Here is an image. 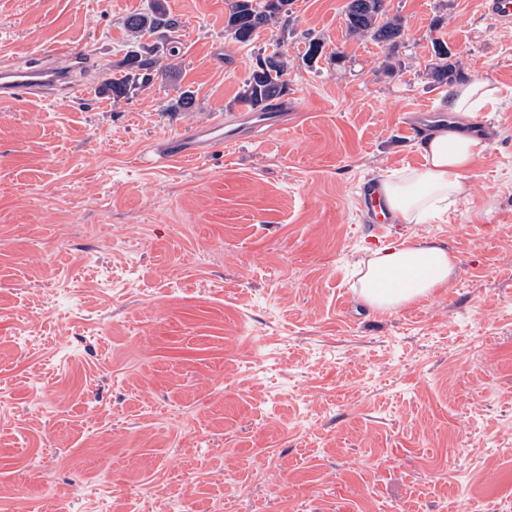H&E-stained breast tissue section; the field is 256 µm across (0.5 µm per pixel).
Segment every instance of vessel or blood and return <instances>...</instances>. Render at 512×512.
Wrapping results in <instances>:
<instances>
[{"label":"vessel or blood","mask_w":512,"mask_h":512,"mask_svg":"<svg viewBox=\"0 0 512 512\" xmlns=\"http://www.w3.org/2000/svg\"><path fill=\"white\" fill-rule=\"evenodd\" d=\"M40 62L23 67L15 60L0 61V104H14L33 99L42 91L57 87L70 88L72 73L81 58L76 49L69 46H53L40 51ZM287 121L275 116L259 115L249 128H226L223 114L193 130L165 137L161 145L151 146V158L155 161H183L205 158L217 144H236L243 141L269 139L280 133ZM365 210L371 212L375 222L372 232L375 238L387 241L394 237L390 224L391 215L386 210L378 182L365 180L360 188Z\"/></svg>","instance_id":"vessel-or-blood-1"}]
</instances>
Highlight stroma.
Masks as SVG:
<instances>
[{
	"instance_id": "stroma-1",
	"label": "stroma",
	"mask_w": 512,
	"mask_h": 512,
	"mask_svg": "<svg viewBox=\"0 0 512 512\" xmlns=\"http://www.w3.org/2000/svg\"><path fill=\"white\" fill-rule=\"evenodd\" d=\"M164 2L176 75L115 101L123 19L152 0H0V57L93 56L70 97L0 111V512H512V25L483 0H386L392 49L349 34L347 0H294L241 44L231 0ZM436 41L504 101L477 114L465 198L402 227L457 275L374 311L359 186L421 166L400 126L441 110ZM274 51L286 130L141 162L214 114L251 123L235 99Z\"/></svg>"
}]
</instances>
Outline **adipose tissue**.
I'll list each match as a JSON object with an SVG mask.
<instances>
[{"mask_svg": "<svg viewBox=\"0 0 512 512\" xmlns=\"http://www.w3.org/2000/svg\"><path fill=\"white\" fill-rule=\"evenodd\" d=\"M501 89L476 78L453 85L443 106L459 120L496 106ZM484 142L464 131L441 130L420 137L416 149L423 158L417 168L389 173L381 182L385 204L398 221L422 223L426 216L457 206L466 191L469 172L481 156ZM458 256L432 240L378 249L360 279L359 296L377 311H389L429 297L457 274Z\"/></svg>", "mask_w": 512, "mask_h": 512, "instance_id": "adipose-tissue-1", "label": "adipose tissue"}]
</instances>
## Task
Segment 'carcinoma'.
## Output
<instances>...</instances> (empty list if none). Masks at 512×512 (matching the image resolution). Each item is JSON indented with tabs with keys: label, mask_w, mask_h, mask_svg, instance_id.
Returning <instances> with one entry per match:
<instances>
[{
	"label": "carcinoma",
	"mask_w": 512,
	"mask_h": 512,
	"mask_svg": "<svg viewBox=\"0 0 512 512\" xmlns=\"http://www.w3.org/2000/svg\"><path fill=\"white\" fill-rule=\"evenodd\" d=\"M292 0H232L226 29L243 44L250 42L257 31L281 16L288 18ZM384 0H348L346 27L349 33L367 37L377 43L391 46L404 36L401 19H383ZM124 27L136 37L135 45L127 51L120 63L121 75L102 86V92L113 99L127 98L151 89L158 80L165 79L171 71L160 66V55L176 56L174 33L181 20L171 14L162 0H153L148 12L130 14L123 20ZM436 63L432 70L440 85H451L460 76L458 63L448 46L435 47ZM287 64L279 52L258 56L250 65L249 78L239 93L236 103L248 112H267L288 94L285 79ZM196 102L194 91L186 89L170 105L174 112L191 110Z\"/></svg>",
	"instance_id": "cac0c4a2"
}]
</instances>
